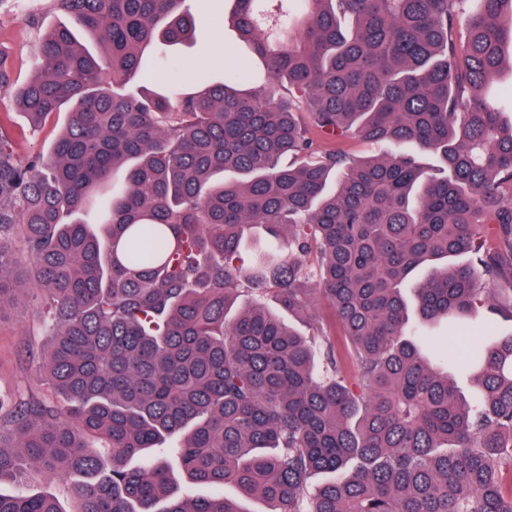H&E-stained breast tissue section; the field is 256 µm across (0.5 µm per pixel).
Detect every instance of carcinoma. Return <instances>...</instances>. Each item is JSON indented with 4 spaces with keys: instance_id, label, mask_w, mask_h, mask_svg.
Here are the masks:
<instances>
[{
    "instance_id": "carcinoma-1",
    "label": "carcinoma",
    "mask_w": 512,
    "mask_h": 512,
    "mask_svg": "<svg viewBox=\"0 0 512 512\" xmlns=\"http://www.w3.org/2000/svg\"><path fill=\"white\" fill-rule=\"evenodd\" d=\"M48 2L97 50L48 30L16 91L35 126L70 104L49 159L0 127V312L46 306L51 393L0 399V483L51 479L75 512H242L177 494L153 455L171 450L189 483L267 512H512V333H469L482 298L512 319V123L490 94L512 0H233L221 21L261 81L226 69L191 91L143 67L193 36L191 0ZM14 72L0 52L1 90ZM348 138L397 150L323 147ZM251 225L285 250L245 268ZM412 313L461 346L426 354ZM313 472L334 478L310 489ZM0 512L63 510L0 492ZM190 494L194 497H210L214 495H223L227 498L237 500L242 509L249 512H264L267 510V505L257 499L242 496L240 491L230 485L224 488H217L207 485H196L190 489Z\"/></svg>"
}]
</instances>
